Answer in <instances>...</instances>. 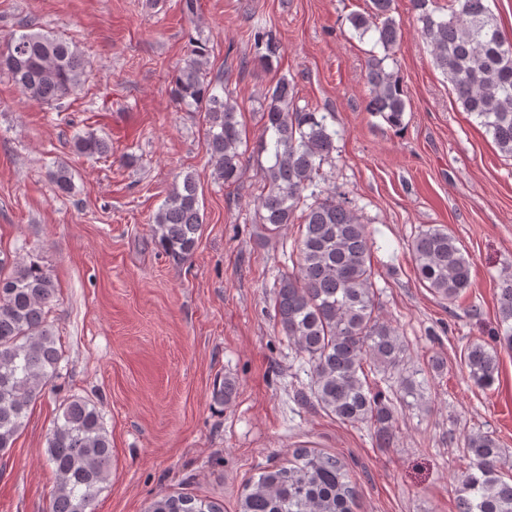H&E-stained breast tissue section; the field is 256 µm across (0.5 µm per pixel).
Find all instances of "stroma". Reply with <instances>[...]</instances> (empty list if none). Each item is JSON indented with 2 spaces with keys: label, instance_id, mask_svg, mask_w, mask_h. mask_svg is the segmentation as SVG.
<instances>
[{
  "label": "stroma",
  "instance_id": "1",
  "mask_svg": "<svg viewBox=\"0 0 512 512\" xmlns=\"http://www.w3.org/2000/svg\"><path fill=\"white\" fill-rule=\"evenodd\" d=\"M368 0H0V48L37 31L71 42L85 61L76 94L47 106L0 74V252L52 274L49 321L63 351L61 376L31 407L14 445L0 454V512H50L56 476L47 435L73 395L100 410L112 466L93 512H147L158 494H188L238 512L262 469L298 448L340 457L358 488L354 512H458L465 459L449 436L491 432L512 475V350H499L487 388L469 381L466 344L497 326V285L512 272V157L455 101L414 21L412 0H394L402 37L386 69L408 101L404 125L367 111L372 40L347 17ZM272 34L271 69L253 58V28ZM237 100L249 138L280 77L299 107L328 112L339 136L322 166L372 235L382 316L408 346L406 368L424 399L399 405L397 438L378 447L366 423H344L302 405L310 377L278 334L274 276L290 265L297 225L267 238L257 215L260 160L243 159L233 184L218 179L199 112L181 110L172 78L193 42ZM108 140V155L75 152L76 136ZM66 165L71 194L51 173ZM193 173L206 222L186 262L157 248L153 217ZM428 225L447 228L467 251L472 286L455 303L421 284L410 244ZM444 361L432 371L429 360ZM231 380L235 393L217 392Z\"/></svg>",
  "mask_w": 512,
  "mask_h": 512
}]
</instances>
